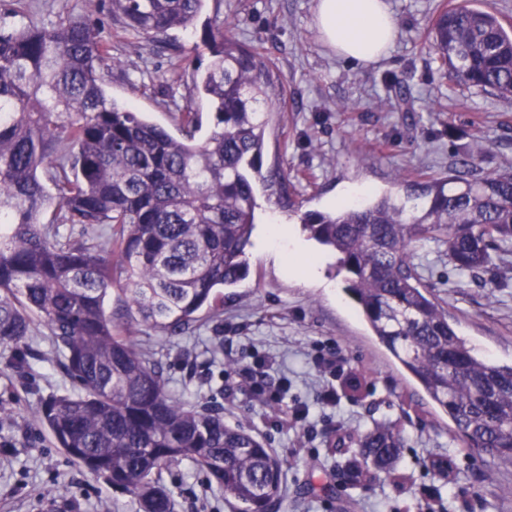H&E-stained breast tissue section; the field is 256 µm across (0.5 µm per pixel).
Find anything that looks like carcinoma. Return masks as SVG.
Wrapping results in <instances>:
<instances>
[{"label": "carcinoma", "instance_id": "cac0c4a2", "mask_svg": "<svg viewBox=\"0 0 512 512\" xmlns=\"http://www.w3.org/2000/svg\"><path fill=\"white\" fill-rule=\"evenodd\" d=\"M205 2L110 0V13L165 43ZM24 7L0 0V344L20 366L33 326L47 330L78 392L47 398L40 420L73 462L132 493L138 512H175L161 471L185 460L238 512H273L282 462L212 402L174 395L133 335L220 321L223 289L248 274L276 103L261 53L227 20L211 35L196 89L212 125L197 144L192 106L177 138L107 94L101 72L119 61L87 17L17 24ZM424 48L449 81L512 99V26L496 13L450 4ZM399 181L404 196L305 213L303 229L336 252L346 293L434 411L467 447L512 463V363L478 357L408 261L416 244L444 239L459 274L488 268L512 246V170ZM402 446L390 426L364 434L346 459L352 484L395 471Z\"/></svg>", "mask_w": 512, "mask_h": 512}]
</instances>
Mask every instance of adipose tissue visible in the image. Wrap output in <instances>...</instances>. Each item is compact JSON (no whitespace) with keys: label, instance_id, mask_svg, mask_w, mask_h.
I'll return each instance as SVG.
<instances>
[{"label":"adipose tissue","instance_id":"1","mask_svg":"<svg viewBox=\"0 0 512 512\" xmlns=\"http://www.w3.org/2000/svg\"><path fill=\"white\" fill-rule=\"evenodd\" d=\"M315 22L325 45L363 66L387 56L397 37L385 0H316Z\"/></svg>","mask_w":512,"mask_h":512}]
</instances>
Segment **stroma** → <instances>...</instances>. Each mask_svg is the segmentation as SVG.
<instances>
[{"label": "stroma", "instance_id": "1", "mask_svg": "<svg viewBox=\"0 0 512 512\" xmlns=\"http://www.w3.org/2000/svg\"><path fill=\"white\" fill-rule=\"evenodd\" d=\"M316 0H207L190 31L174 32L177 49L123 32L107 0H29L25 19L50 23L69 15L93 20L119 59L104 71V87L150 121L180 132L193 106L204 139L211 126L196 70L208 62L210 30L235 22L242 43L262 47L281 109L266 130L263 172L287 173L285 184L256 185L258 209L249 274L224 291L221 322H204L175 337L141 328L170 377L175 395L222 405L224 420L245 424L284 462L274 512H512V464L469 448L433 412L422 390L378 343L343 290L333 251L309 239L303 213L335 210L347 186L402 193L403 175L424 180L452 170L480 177L512 166V101L451 87L422 48L442 0H386L398 26L385 59L370 67L337 58L313 27ZM292 224L318 258L319 279L290 270L264 226ZM421 282L448 311L458 333L479 355L512 361V252L495 253L488 270L458 275L445 242L409 254ZM28 364H13L0 345V512H137L135 498L70 461L38 411L50 395L73 393L46 334L29 340ZM341 360L322 374L319 355ZM249 371L268 389L286 384L278 408L255 400L237 383ZM360 392L347 389L351 377ZM379 425L397 428L403 448L397 470L365 487L344 482L343 456L331 435L358 437ZM452 459L442 478L431 468ZM176 512H238L202 472L181 465L163 472Z\"/></svg>", "mask_w": 512, "mask_h": 512}]
</instances>
